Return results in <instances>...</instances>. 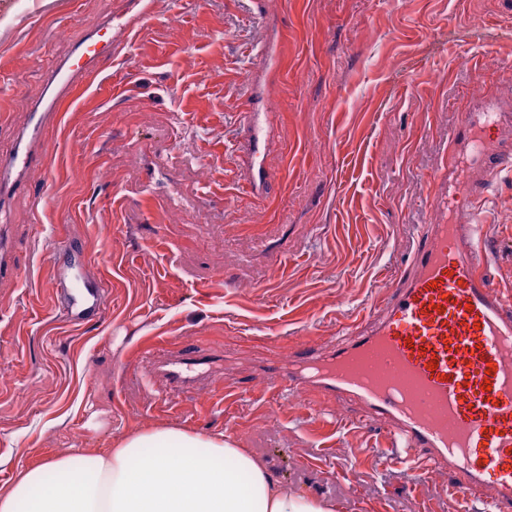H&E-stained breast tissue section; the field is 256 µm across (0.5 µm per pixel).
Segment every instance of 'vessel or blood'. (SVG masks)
Masks as SVG:
<instances>
[{"label": "vessel or blood", "instance_id": "1", "mask_svg": "<svg viewBox=\"0 0 512 512\" xmlns=\"http://www.w3.org/2000/svg\"><path fill=\"white\" fill-rule=\"evenodd\" d=\"M112 27L105 18L49 70V98L0 157L1 194L46 171L48 135L60 130L66 99L101 58ZM507 89L506 99L480 95L462 113L457 149L433 178L437 220L425 227L412 274L363 309L366 330L325 351L302 341L268 380L277 398L315 389L353 399L396 444L416 451L409 467L417 477L453 473L451 492L487 501L493 512H512V290L493 282L492 217L477 203L512 167V83ZM8 239L0 226V281L17 284L28 272L15 265ZM72 253L53 263L51 284L61 319L80 327L101 316L108 285L86 253Z\"/></svg>", "mask_w": 512, "mask_h": 512}]
</instances>
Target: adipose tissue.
<instances>
[{"label": "adipose tissue", "mask_w": 512, "mask_h": 512, "mask_svg": "<svg viewBox=\"0 0 512 512\" xmlns=\"http://www.w3.org/2000/svg\"><path fill=\"white\" fill-rule=\"evenodd\" d=\"M336 512L334 501L279 482L224 432L154 425L103 450H73L21 472L0 491V512Z\"/></svg>", "instance_id": "obj_1"}]
</instances>
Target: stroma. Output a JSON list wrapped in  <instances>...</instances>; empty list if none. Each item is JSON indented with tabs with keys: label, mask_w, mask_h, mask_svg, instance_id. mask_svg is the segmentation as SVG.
<instances>
[{
	"label": "stroma",
	"mask_w": 512,
	"mask_h": 512,
	"mask_svg": "<svg viewBox=\"0 0 512 512\" xmlns=\"http://www.w3.org/2000/svg\"><path fill=\"white\" fill-rule=\"evenodd\" d=\"M17 3L0 0V153L46 98L50 62L107 14L127 27L65 105L47 172L0 208L32 271L0 286V489L163 423L226 433L340 512H464L354 402L309 392L292 406L259 380L298 337L331 340L380 280L409 275L467 87L483 78L496 98L512 73V0ZM247 109L271 142L253 158ZM484 207L494 280L512 289V170ZM67 238L110 283L80 329L49 282ZM187 349L196 377L176 387L152 361ZM228 381L241 396L225 398Z\"/></svg>",
	"instance_id": "stroma-1"
}]
</instances>
